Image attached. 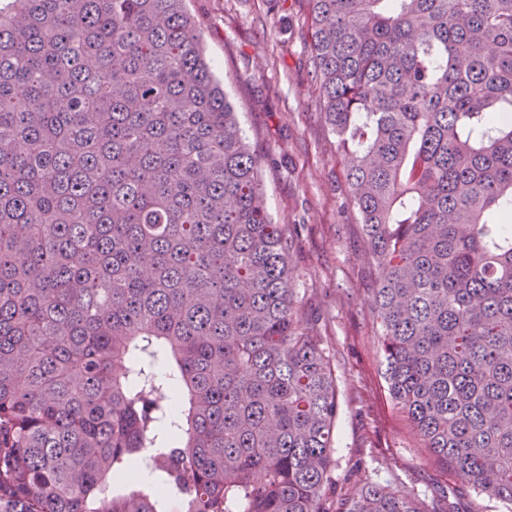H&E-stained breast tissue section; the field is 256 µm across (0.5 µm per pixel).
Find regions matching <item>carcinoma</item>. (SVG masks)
I'll return each instance as SVG.
<instances>
[{"mask_svg": "<svg viewBox=\"0 0 512 512\" xmlns=\"http://www.w3.org/2000/svg\"><path fill=\"white\" fill-rule=\"evenodd\" d=\"M187 2L0 0V512H326L336 376ZM301 2L388 393L512 507V0Z\"/></svg>", "mask_w": 512, "mask_h": 512, "instance_id": "cac0c4a2", "label": "carcinoma"}]
</instances>
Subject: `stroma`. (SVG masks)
Returning a JSON list of instances; mask_svg holds the SVG:
<instances>
[{"label":"stroma","instance_id":"obj_1","mask_svg":"<svg viewBox=\"0 0 512 512\" xmlns=\"http://www.w3.org/2000/svg\"><path fill=\"white\" fill-rule=\"evenodd\" d=\"M216 74L249 141L263 156L267 206L297 227L294 286L302 322L314 325L336 375L339 413L329 508L376 480L413 492L428 512H506L464 487L424 448L383 378L373 290L377 271L345 174L350 157L328 130L299 0H189Z\"/></svg>","mask_w":512,"mask_h":512}]
</instances>
